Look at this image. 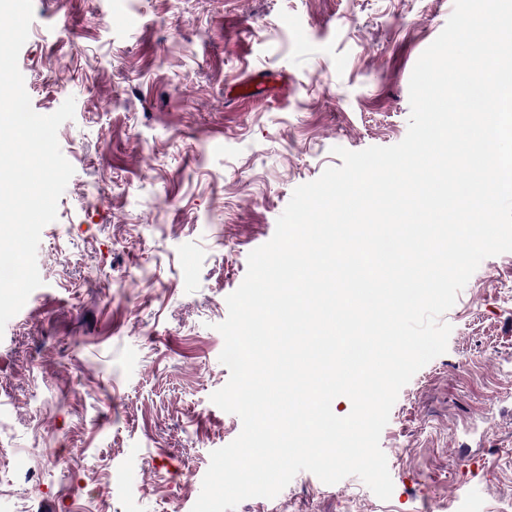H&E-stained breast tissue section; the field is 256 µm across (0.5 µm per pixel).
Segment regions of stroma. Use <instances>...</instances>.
<instances>
[{"label":"stroma","instance_id":"35a3bbf8","mask_svg":"<svg viewBox=\"0 0 512 512\" xmlns=\"http://www.w3.org/2000/svg\"><path fill=\"white\" fill-rule=\"evenodd\" d=\"M454 0H33L18 66L74 174L42 286L0 333V512H191L241 419L218 323L249 253L333 147L402 141ZM399 392L393 493L302 471L235 512H512V252L442 317Z\"/></svg>","mask_w":512,"mask_h":512}]
</instances>
